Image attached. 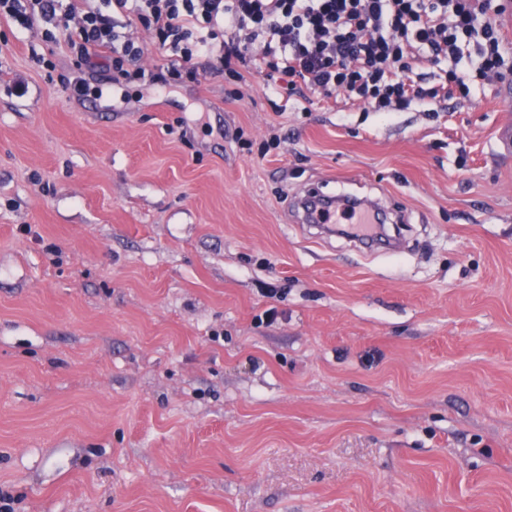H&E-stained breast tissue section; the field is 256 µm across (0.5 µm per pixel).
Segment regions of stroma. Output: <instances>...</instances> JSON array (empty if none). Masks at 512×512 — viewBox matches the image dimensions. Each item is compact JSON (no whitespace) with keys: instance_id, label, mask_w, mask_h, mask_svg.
Returning a JSON list of instances; mask_svg holds the SVG:
<instances>
[{"instance_id":"35a3bbf8","label":"stroma","mask_w":512,"mask_h":512,"mask_svg":"<svg viewBox=\"0 0 512 512\" xmlns=\"http://www.w3.org/2000/svg\"><path fill=\"white\" fill-rule=\"evenodd\" d=\"M0 26V489L16 512H512V122L76 93ZM278 132L279 149L260 155ZM403 220L318 234L309 190Z\"/></svg>"}]
</instances>
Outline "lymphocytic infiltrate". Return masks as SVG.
Wrapping results in <instances>:
<instances>
[{"instance_id": "1", "label": "lymphocytic infiltrate", "mask_w": 512, "mask_h": 512, "mask_svg": "<svg viewBox=\"0 0 512 512\" xmlns=\"http://www.w3.org/2000/svg\"><path fill=\"white\" fill-rule=\"evenodd\" d=\"M491 10L492 0H0V23L39 30L92 81L167 87L247 71L287 100L341 93L369 112H403L477 77H512ZM153 53L166 65L143 67ZM423 63L438 66L433 79L418 74Z\"/></svg>"}]
</instances>
